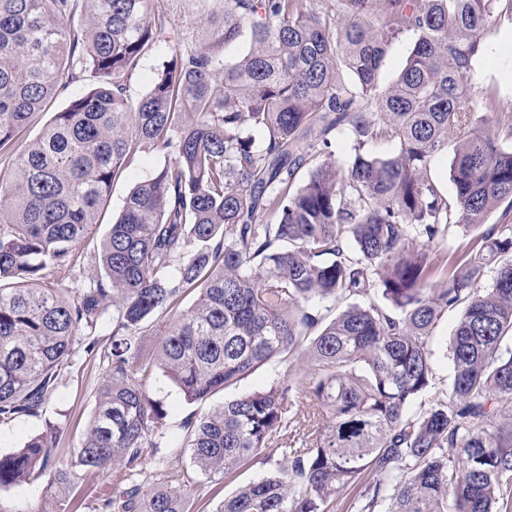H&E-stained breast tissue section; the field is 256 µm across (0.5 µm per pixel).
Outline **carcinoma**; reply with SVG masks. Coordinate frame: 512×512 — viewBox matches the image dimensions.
<instances>
[{"label":"carcinoma","mask_w":512,"mask_h":512,"mask_svg":"<svg viewBox=\"0 0 512 512\" xmlns=\"http://www.w3.org/2000/svg\"><path fill=\"white\" fill-rule=\"evenodd\" d=\"M152 2L0 0L1 152L58 91L96 80L0 179V422L39 414L76 335L91 352L112 322L74 465L59 461L61 429L46 423L0 454V490L42 477L40 506L0 496V512H67L75 465L134 476L143 449L167 444L163 406L146 390L155 371L193 404L295 357L313 376L183 421L172 452L210 481L261 451L277 457L215 512H330L365 472L360 512H512V419L499 418L512 399V224L484 226L497 205L512 207V150L501 144L512 114L486 95L491 131L468 94L497 0H224L212 42L174 55L134 100L126 79L165 28L150 21ZM404 32L414 47L384 88L380 68ZM244 35L248 52L222 60L216 47ZM343 128L350 165L317 161ZM381 139L397 149L362 153ZM147 144L164 165L129 190L80 286L63 287ZM449 148L453 210L427 177ZM189 290L197 302L144 357L143 329ZM457 307L448 394L426 402L429 342ZM187 495L132 481L95 512H186Z\"/></svg>","instance_id":"obj_1"}]
</instances>
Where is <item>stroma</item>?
<instances>
[{"instance_id": "35a3bbf8", "label": "stroma", "mask_w": 512, "mask_h": 512, "mask_svg": "<svg viewBox=\"0 0 512 512\" xmlns=\"http://www.w3.org/2000/svg\"><path fill=\"white\" fill-rule=\"evenodd\" d=\"M221 8V0H156L155 10L164 15L168 33L145 53L139 66L129 74L127 85L130 96L137 98L144 94L161 71L164 62L174 54L200 46L207 38V17ZM472 73V99L477 101L485 94H495L501 111L512 113L511 15L496 14L482 39L481 51L472 62ZM90 87V81L84 80L69 84L66 89L58 92L48 109L34 114L28 126L19 133L14 145L15 151L22 150L35 139L54 114L67 107L73 96L88 91ZM164 162L163 153L153 148L144 146L137 150L125 174L113 184L96 229L78 245L76 270L85 271L92 264L110 224L118 218L123 200L132 185L152 175ZM457 317L458 312L454 309L445 314L430 345L434 392L442 398L446 397L451 381L449 338ZM95 339L97 346L91 353L85 351L83 342H76L73 364L61 373L59 386L42 412L0 425V453L6 454L21 447L28 437L40 432L46 421L50 420L63 429L59 441V457L64 461L70 460L74 448L87 429L95 407L96 392L107 366L103 353L110 350L112 344L111 323L107 322L98 327ZM148 392L151 398L160 401L163 406L170 442L175 447L182 440L181 424L189 413L206 412L211 405L219 404L223 400L222 395L218 394L208 402L187 404L179 390L161 375L150 381ZM143 456V468L139 476L141 483L163 486L189 481V512H213L224 496L230 495L241 485L260 481L273 468L272 463L258 455L241 463L224 480L212 482L195 470L188 454L169 458L165 463L161 462L159 452L152 448L145 449ZM119 481V473L115 470L104 474L79 472L70 496L69 512H94L98 498L111 494Z\"/></svg>"}]
</instances>
